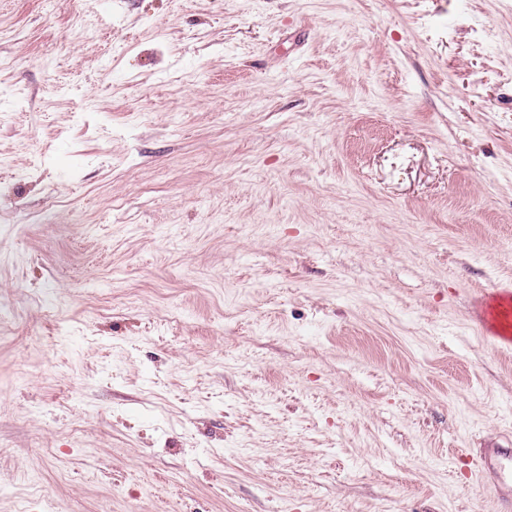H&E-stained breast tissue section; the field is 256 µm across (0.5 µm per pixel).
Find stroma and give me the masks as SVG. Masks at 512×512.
<instances>
[{
    "label": "stroma",
    "mask_w": 512,
    "mask_h": 512,
    "mask_svg": "<svg viewBox=\"0 0 512 512\" xmlns=\"http://www.w3.org/2000/svg\"><path fill=\"white\" fill-rule=\"evenodd\" d=\"M512 0H0V512H498ZM481 331L494 344L512 345V291L497 290L483 295L479 300ZM465 471L468 478L475 477L476 482L512 507V448H484L469 459Z\"/></svg>",
    "instance_id": "stroma-1"
}]
</instances>
